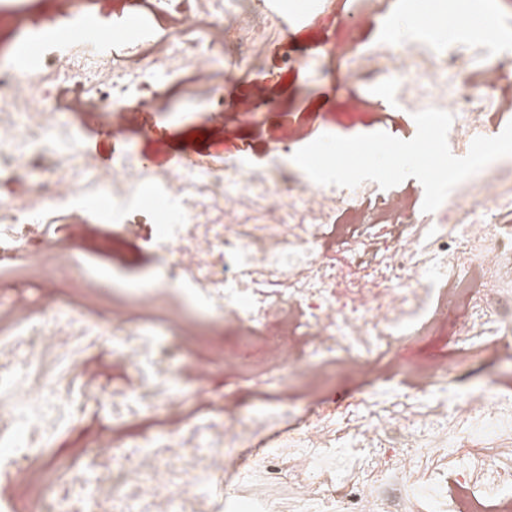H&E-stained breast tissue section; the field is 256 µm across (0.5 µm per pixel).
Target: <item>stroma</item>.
Segmentation results:
<instances>
[{"label": "stroma", "instance_id": "obj_1", "mask_svg": "<svg viewBox=\"0 0 512 512\" xmlns=\"http://www.w3.org/2000/svg\"><path fill=\"white\" fill-rule=\"evenodd\" d=\"M308 1L311 0H279L280 10L295 16L296 27L286 31L275 18H267L258 29L255 66L238 73L235 81L225 83L223 103L193 105L187 94H180L177 115L158 117L156 125L148 130L143 124V109L132 102L128 105V128L115 137L102 132L94 110L83 108L71 115L83 148L95 154L104 166L112 165L131 149L154 169L172 168L174 158L184 154L217 163L227 158L245 159L262 167L282 154L287 146L284 138L292 129L303 134L308 143L332 125L345 137L363 134L364 126L350 124L343 113L346 90L341 82L313 81L308 62L324 53L327 35L341 22L360 23V32L365 35L372 21L364 12L363 0H312L316 8L311 12L306 9ZM443 4L448 7L444 25L448 31L459 29L464 11L474 8L472 0H411L410 11L402 19L405 31L422 34L431 42L438 40V33L424 30L423 19ZM257 82L265 86L270 104L256 112L251 121L238 120L237 111ZM103 230L99 219L81 212L73 220L50 225L48 236L64 240L91 270L114 273L130 283L150 274L147 241L154 236L156 225H138L137 237L116 244L103 238ZM189 343L193 348L190 362L206 366L208 379L200 385L183 377L187 400L180 415L182 424H190L195 415L223 405L228 395L237 397L245 410H252L258 402L256 386L224 361L225 355L233 354L236 348L231 327L220 320L203 323ZM57 374L63 390L75 399L89 391L109 397L138 380L135 369L120 362L110 344L96 341L91 342L76 369L61 367ZM365 387L360 375L336 365L319 380L309 399L312 408L327 409L358 396ZM120 432V427L112 423L108 406L94 402L75 421L59 428L44 450L45 459L67 464L65 470L49 475L57 491L67 492L73 481L86 478L85 465L97 442ZM268 441V436L263 435L251 446L233 448L237 464L226 470L232 485L230 494L219 492L211 481L195 483V493L208 498L216 512H232L235 501L256 498L260 480L245 484L240 474L263 454Z\"/></svg>", "mask_w": 512, "mask_h": 512}]
</instances>
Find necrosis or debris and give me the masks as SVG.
Wrapping results in <instances>:
<instances>
[{"mask_svg": "<svg viewBox=\"0 0 512 512\" xmlns=\"http://www.w3.org/2000/svg\"><path fill=\"white\" fill-rule=\"evenodd\" d=\"M53 4L46 24L31 25L32 0H0V17L11 24L10 48L0 52V183L27 186L22 197H0V263L25 282L51 278L69 288L46 304L0 309V345L21 355L0 362V467L25 474L31 499H50L51 512H208L184 485L224 469L232 448L292 416L281 371L310 390L330 365L346 363L370 377L368 389L346 402L335 425L314 418L295 427L280 467L256 461L270 496L290 492L291 512H421L430 497L442 512H512V392L486 381L463 402L449 404L447 396L448 377L467 351L488 347L512 374V191L502 185L512 157L466 179L425 215L403 194L384 196L372 184L344 188L295 177L284 155L260 169L243 162L229 171L206 164L171 173L148 168L129 150L107 168L82 148L60 101L94 106L109 126L125 122L129 102L165 107L162 80L173 74L218 94L223 67L253 60L264 0H236L232 10L224 0H131L143 21L140 37L83 59L49 34L87 14L86 0ZM406 9L405 0H368L370 14L387 18L381 35H332L317 76L333 77L342 66L351 84L390 82L402 107L450 113L448 142L470 148L512 113L511 93L485 95L512 79L487 60L493 51L512 56V0H485L486 31L476 49L453 34L400 41ZM82 209L123 230L162 221L149 241L154 273L109 308L90 299L100 282L66 245L27 247L41 217ZM342 222L364 233L343 234V259L334 262L321 242ZM162 289L181 305L159 306ZM451 306L460 311L459 353L395 374L391 358L403 331L436 340ZM276 311L288 319L286 340L248 366L273 383L275 397L249 413L225 399L191 428L141 436L113 455L128 479L99 476L54 493L39 459L74 405L52 400L47 376L25 396L20 364L51 358L66 365L85 339L109 337L113 354L143 375L141 386L112 402V421L122 424L183 406L171 367L186 357L201 317L233 324L247 345L264 336ZM458 439L470 448L456 478L426 470ZM164 448L176 450L181 467L161 456Z\"/></svg>", "mask_w": 512, "mask_h": 512, "instance_id": "necrosis-or-debris-1", "label": "necrosis or debris"}]
</instances>
